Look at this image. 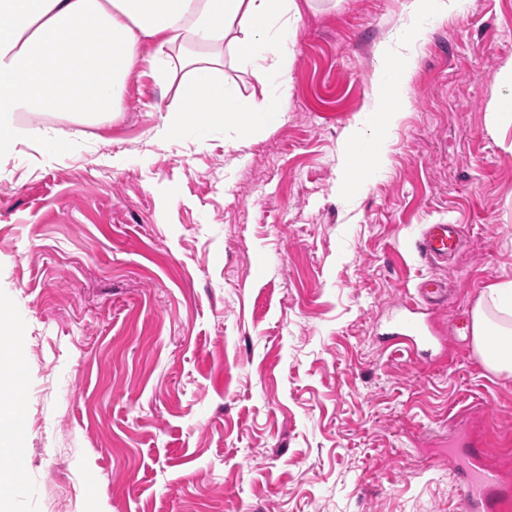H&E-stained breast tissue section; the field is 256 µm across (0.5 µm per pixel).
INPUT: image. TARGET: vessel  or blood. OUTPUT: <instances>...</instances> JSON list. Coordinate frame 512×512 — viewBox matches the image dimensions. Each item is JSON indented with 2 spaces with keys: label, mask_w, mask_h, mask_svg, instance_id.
<instances>
[{
  "label": "vessel or blood",
  "mask_w": 512,
  "mask_h": 512,
  "mask_svg": "<svg viewBox=\"0 0 512 512\" xmlns=\"http://www.w3.org/2000/svg\"><path fill=\"white\" fill-rule=\"evenodd\" d=\"M465 229L459 224H429L424 227L415 243L418 253L430 262L448 260L460 247ZM454 291L441 278L427 276L421 279L414 294L401 304L402 315L388 326L380 341L387 347L433 344L427 335L419 314L452 307ZM492 434L478 439L466 435L459 442L455 465L459 512H512V477L508 476L504 462L512 458V451L501 450L500 461H493Z\"/></svg>",
  "instance_id": "obj_1"
}]
</instances>
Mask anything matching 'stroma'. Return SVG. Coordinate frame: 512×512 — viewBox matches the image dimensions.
Masks as SVG:
<instances>
[{
  "instance_id": "obj_1",
  "label": "stroma",
  "mask_w": 512,
  "mask_h": 512,
  "mask_svg": "<svg viewBox=\"0 0 512 512\" xmlns=\"http://www.w3.org/2000/svg\"><path fill=\"white\" fill-rule=\"evenodd\" d=\"M298 2L287 98L224 56L238 104H267L249 130L157 143L175 92L139 72L114 118L20 116L43 136L0 156L8 512H455L449 422L512 438V377L378 340L422 277L455 290L429 316L451 347L512 280V0ZM427 224L465 225L453 260L419 256ZM18 351V343L13 342L10 354H6L2 358L0 347V429L10 421L19 409L21 388L16 384L15 376L19 372V366L13 357ZM2 398H4V402H2Z\"/></svg>"
}]
</instances>
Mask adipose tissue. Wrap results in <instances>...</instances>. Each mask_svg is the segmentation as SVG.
<instances>
[{"label":"adipose tissue","instance_id":"1","mask_svg":"<svg viewBox=\"0 0 512 512\" xmlns=\"http://www.w3.org/2000/svg\"><path fill=\"white\" fill-rule=\"evenodd\" d=\"M297 0H0V153L27 141L22 112L91 119L124 109L133 71L147 70L181 98L156 127L168 139L189 104L245 126L224 82V54L250 66L258 84L285 64ZM474 347L485 368L512 376V280L488 285L472 310Z\"/></svg>","mask_w":512,"mask_h":512}]
</instances>
